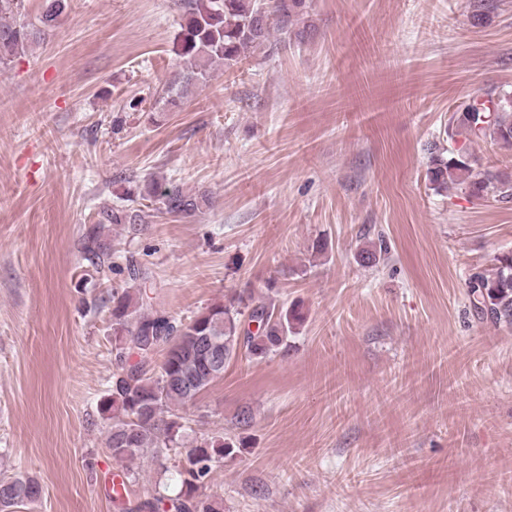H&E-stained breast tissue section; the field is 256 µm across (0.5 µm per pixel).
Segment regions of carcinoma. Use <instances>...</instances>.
I'll return each mask as SVG.
<instances>
[{
    "label": "carcinoma",
    "mask_w": 512,
    "mask_h": 512,
    "mask_svg": "<svg viewBox=\"0 0 512 512\" xmlns=\"http://www.w3.org/2000/svg\"><path fill=\"white\" fill-rule=\"evenodd\" d=\"M180 54L186 59V73L175 88L186 93L190 86L207 78V65L215 61H235L248 48H259L269 39L273 25H288L305 0H181ZM23 0H0V63L27 50L35 32L52 30L65 12V0H51L38 18L39 27L9 23L18 15ZM482 107H460L445 130L450 140L461 136L469 142L489 140L512 152V92L481 96ZM427 179L437 192L454 185L474 199L492 197L512 200V173L484 168L472 159L466 147L443 156L441 148L430 147ZM150 194L155 211L191 216L209 204V194L187 195L182 190L153 183ZM150 215L142 209L113 206L101 212L99 223L84 226L79 251L87 267L96 274L112 270L110 224H127L135 232L146 230ZM494 272L478 270L470 274V297L477 317L494 324L512 325V252L497 257ZM121 272L127 288L112 293V355L115 371L99 413L112 421L106 448L112 459L124 464L144 454L155 455L180 444L184 425L172 413L185 405L217 379L224 368L214 367L209 351H219L224 362L243 350L263 359L288 349V335L301 326L304 317L295 308L277 307L269 302L253 303L243 298L215 302L188 320L169 313L144 308L149 267L134 256L126 258ZM258 322L256 330L246 328L242 316ZM162 354L159 365L153 364ZM244 447L223 436L203 438L189 448L175 466L180 485L175 498L158 494L138 505L147 512L166 507L171 512H219L202 497L199 489L224 457ZM40 483L31 477H0V512L38 501Z\"/></svg>",
    "instance_id": "cac0c4a2"
}]
</instances>
